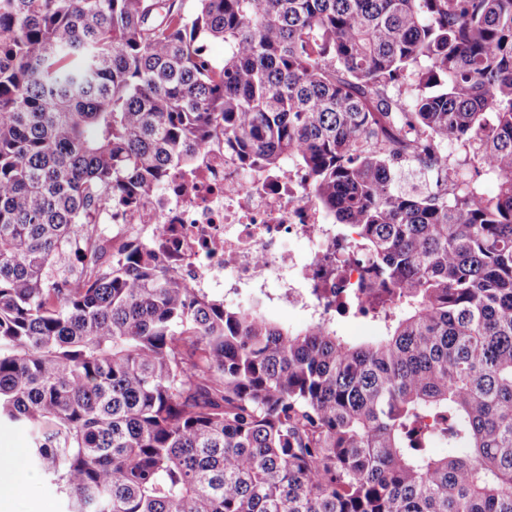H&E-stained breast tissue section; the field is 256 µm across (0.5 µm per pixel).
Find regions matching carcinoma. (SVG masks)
<instances>
[{
  "instance_id": "carcinoma-1",
  "label": "carcinoma",
  "mask_w": 512,
  "mask_h": 512,
  "mask_svg": "<svg viewBox=\"0 0 512 512\" xmlns=\"http://www.w3.org/2000/svg\"><path fill=\"white\" fill-rule=\"evenodd\" d=\"M184 2L0 0V423L70 512H512V0ZM218 138L303 173L382 336L104 260ZM448 145L495 194L434 187Z\"/></svg>"
}]
</instances>
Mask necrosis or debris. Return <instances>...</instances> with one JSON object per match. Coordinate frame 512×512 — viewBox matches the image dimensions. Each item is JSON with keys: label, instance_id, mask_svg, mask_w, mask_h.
I'll return each mask as SVG.
<instances>
[{"label": "necrosis or debris", "instance_id": "4bbe7bcc", "mask_svg": "<svg viewBox=\"0 0 512 512\" xmlns=\"http://www.w3.org/2000/svg\"><path fill=\"white\" fill-rule=\"evenodd\" d=\"M123 236L164 240L181 279L192 288L265 290L272 275L282 280L276 300L310 309L307 290L323 282L333 299L329 272L337 256L333 234L303 196L288 169H243L223 140L197 151L190 171L176 172L163 189L135 206L107 214ZM302 238L311 252L294 257L288 242Z\"/></svg>", "mask_w": 512, "mask_h": 512}]
</instances>
